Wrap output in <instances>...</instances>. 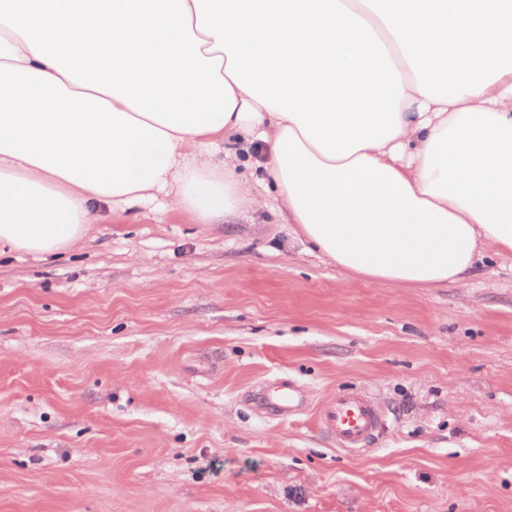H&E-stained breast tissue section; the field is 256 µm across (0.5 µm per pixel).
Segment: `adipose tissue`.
Returning a JSON list of instances; mask_svg holds the SVG:
<instances>
[{
  "label": "adipose tissue",
  "mask_w": 512,
  "mask_h": 512,
  "mask_svg": "<svg viewBox=\"0 0 512 512\" xmlns=\"http://www.w3.org/2000/svg\"><path fill=\"white\" fill-rule=\"evenodd\" d=\"M159 192L201 224L273 194L401 288L512 255V0H0V244L54 255ZM251 154L250 159H248L247 156L244 157L246 164L239 165L237 172L256 186V181L264 176L263 166L265 162L269 160V150L266 148L261 153L251 150ZM256 187L258 191L262 193V189L259 186Z\"/></svg>",
  "instance_id": "ef3b65f1"
}]
</instances>
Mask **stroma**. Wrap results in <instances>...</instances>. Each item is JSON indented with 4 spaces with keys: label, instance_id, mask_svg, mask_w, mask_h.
<instances>
[{
    "label": "stroma",
    "instance_id": "1",
    "mask_svg": "<svg viewBox=\"0 0 512 512\" xmlns=\"http://www.w3.org/2000/svg\"><path fill=\"white\" fill-rule=\"evenodd\" d=\"M0 253V512H512V262L398 288L165 197ZM289 378L305 410L253 399ZM385 421L343 451L318 411ZM384 415L368 396L339 392L320 412L321 425L335 436L342 448H358L368 442L383 424Z\"/></svg>",
    "mask_w": 512,
    "mask_h": 512
}]
</instances>
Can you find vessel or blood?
Here are the masks:
<instances>
[{"label": "vessel or blood", "instance_id": "vessel-or-blood-1", "mask_svg": "<svg viewBox=\"0 0 512 512\" xmlns=\"http://www.w3.org/2000/svg\"><path fill=\"white\" fill-rule=\"evenodd\" d=\"M302 399L300 388L293 381L284 380L276 389L264 393L259 404L268 414L278 416L291 411ZM383 420L384 415L377 404L355 391L337 393L320 412L322 426L344 448L363 446Z\"/></svg>", "mask_w": 512, "mask_h": 512}]
</instances>
